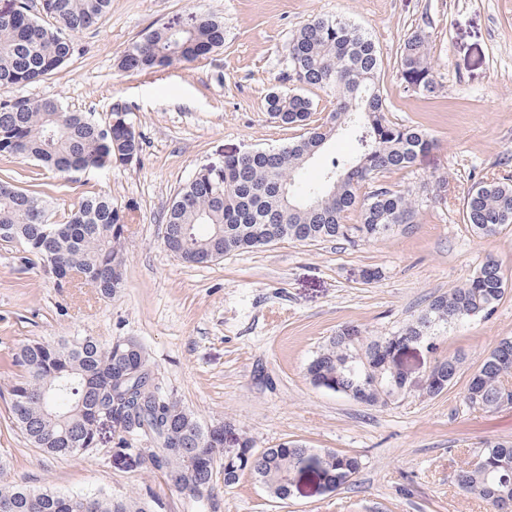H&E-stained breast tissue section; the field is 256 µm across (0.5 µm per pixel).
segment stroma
Segmentation results:
<instances>
[{"mask_svg":"<svg viewBox=\"0 0 512 512\" xmlns=\"http://www.w3.org/2000/svg\"><path fill=\"white\" fill-rule=\"evenodd\" d=\"M224 21V46L206 58L141 73L116 58L150 28L189 13ZM366 29L382 57L380 86L391 121L426 129L434 148L412 168L383 173L381 186L412 189L413 224L355 245L281 242L192 265L163 243L164 216L180 185L228 155L279 146L295 132L266 112L282 78L293 32L319 17ZM421 33L439 83L435 94L406 91L398 68L405 40ZM81 53L63 72L14 88L57 98L72 111L130 108L143 141L139 162L67 178L28 159L0 157V176L21 188H50L57 211L89 192L112 195L130 221L122 247L125 283L112 298L93 284L56 287L40 267L0 245V458L11 479L63 494L100 490L154 496L161 512H191L189 498L137 452L116 448L104 428L97 452L55 459L31 447L8 420L11 355L33 339L133 337L166 385L201 422L234 421L257 448L298 440L358 456L355 481L324 493L304 480L302 495L270 497L250 475L216 481V512H490L463 492L456 473L483 440H512V407L468 410L461 393L484 355L512 336V229L476 236L462 221L467 190L480 177H512V0H112L78 38ZM443 188H436L435 179ZM495 257L509 288L486 318L449 328L440 351L465 359L455 385L423 390L435 353L398 352L407 391L369 407L313 385L306 366L343 328L384 336L414 320L436 295L463 284ZM377 280H366L368 271Z\"/></svg>","mask_w":512,"mask_h":512,"instance_id":"35a3bbf8","label":"stroma"}]
</instances>
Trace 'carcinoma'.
I'll use <instances>...</instances> for the list:
<instances>
[{
    "label": "carcinoma",
    "mask_w": 512,
    "mask_h": 512,
    "mask_svg": "<svg viewBox=\"0 0 512 512\" xmlns=\"http://www.w3.org/2000/svg\"><path fill=\"white\" fill-rule=\"evenodd\" d=\"M112 0H16L0 13V156L25 157L61 174L128 166L143 151L141 135L129 119V107L116 102L105 118L68 110L58 99L8 94L14 87L61 73L78 52L76 38L94 27ZM224 46V22L190 15L149 30L118 58L125 73L192 63ZM381 55L372 37L341 17L314 18L288 40V77L302 86L333 94L336 110L309 126L314 110L300 89L272 93L269 117L303 133L272 149L233 155L224 166L193 175L172 197L164 223V244L191 264H209L238 251L283 241L314 244L387 238L414 223L413 192L377 188L359 195L364 184L391 170L413 167L433 147L423 129L391 122L378 75ZM400 80L408 91L433 94L438 82L429 61L426 37L408 38L400 54ZM355 135L359 152L331 158L314 179L307 172L337 132ZM358 214L355 224L346 215ZM125 211L107 194L91 192L60 220L49 194L35 184L20 188L0 179V241L18 246L25 263H40L57 287L78 275L95 284L102 297L124 286L121 239ZM462 218L473 233L491 236L512 225V181L481 179L463 199ZM498 262L488 257L462 285L433 297L418 317L390 336H358L340 330L329 337L306 368L317 387L368 406H385L406 390L394 364V351L423 342L437 343L448 327L488 317L506 293ZM445 373L437 396L454 383L463 356H437ZM17 370L10 388L8 419L28 442L55 457L78 458L97 450L100 415L106 411L123 424L117 445L137 441L151 465L175 481L195 512H209L193 491L209 486L217 462L224 461L235 480L246 473L276 499L284 500L306 471L338 489L348 484L361 460L331 449L316 451L298 440L265 449L252 459V439H236L237 448L221 452L233 424L203 425L157 376L144 345L133 337L104 344L91 336L55 341L31 340L16 350ZM512 401V336L497 341L469 379L462 403L492 412ZM457 485L494 506L512 503V440L482 442L474 459L457 473ZM154 512L142 499L114 498L98 492L65 495L8 479L0 469V501L13 512Z\"/></svg>",
    "instance_id": "1"
}]
</instances>
